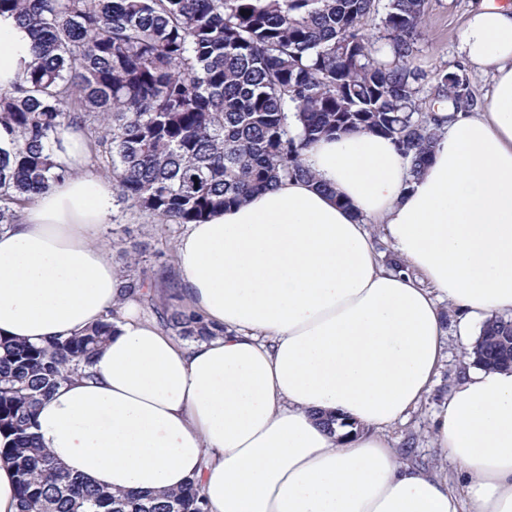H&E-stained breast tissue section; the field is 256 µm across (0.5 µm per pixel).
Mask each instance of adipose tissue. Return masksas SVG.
<instances>
[{
	"label": "adipose tissue",
	"mask_w": 512,
	"mask_h": 512,
	"mask_svg": "<svg viewBox=\"0 0 512 512\" xmlns=\"http://www.w3.org/2000/svg\"><path fill=\"white\" fill-rule=\"evenodd\" d=\"M33 46L0 15L1 89ZM458 50L492 94L438 113L420 176L387 138H322L303 152L311 179L187 225L175 263L186 303L221 330L205 341H176L124 292L101 234L112 183L87 170L83 130L65 129L72 176L0 230V336L40 342L116 316L89 375L39 408L40 445L115 492L198 481L209 512H512V367L466 363L435 409L455 477L407 462L388 435L433 390L442 302L468 325L512 316V5L477 6Z\"/></svg>",
	"instance_id": "obj_1"
}]
</instances>
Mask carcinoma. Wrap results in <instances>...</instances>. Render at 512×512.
<instances>
[{"instance_id": "cac0c4a2", "label": "carcinoma", "mask_w": 512, "mask_h": 512, "mask_svg": "<svg viewBox=\"0 0 512 512\" xmlns=\"http://www.w3.org/2000/svg\"><path fill=\"white\" fill-rule=\"evenodd\" d=\"M427 0H0L32 29L38 62L0 90V229L31 196L65 178L54 154L61 128L94 143L93 167L117 200L145 217L197 224L283 181L310 176L312 142L366 131L390 139L419 174L436 143L411 66ZM380 16L384 46L364 32ZM458 105L466 80L433 75ZM139 245L124 249V288L150 297ZM164 327L183 339L216 336L176 303ZM112 331L105 320L39 344L0 337V459L13 465L22 512H208L198 482L159 495L115 494L73 476L38 445L39 406L93 364ZM476 363L512 364V319L483 325Z\"/></svg>"}]
</instances>
